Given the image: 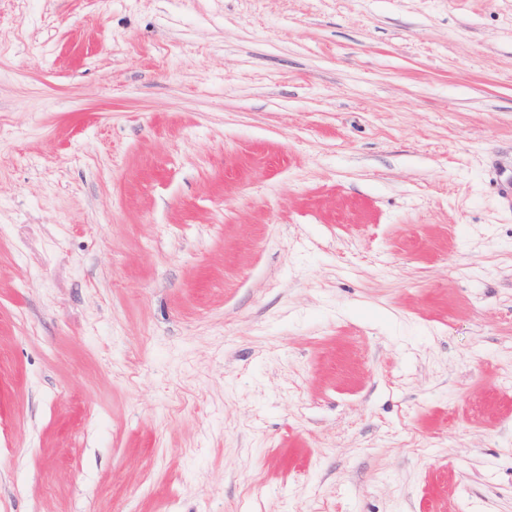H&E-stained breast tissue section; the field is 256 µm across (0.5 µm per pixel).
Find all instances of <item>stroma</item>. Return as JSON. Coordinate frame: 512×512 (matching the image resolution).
<instances>
[{"label": "stroma", "instance_id": "obj_1", "mask_svg": "<svg viewBox=\"0 0 512 512\" xmlns=\"http://www.w3.org/2000/svg\"><path fill=\"white\" fill-rule=\"evenodd\" d=\"M0 512H512V0H0Z\"/></svg>", "mask_w": 512, "mask_h": 512}]
</instances>
